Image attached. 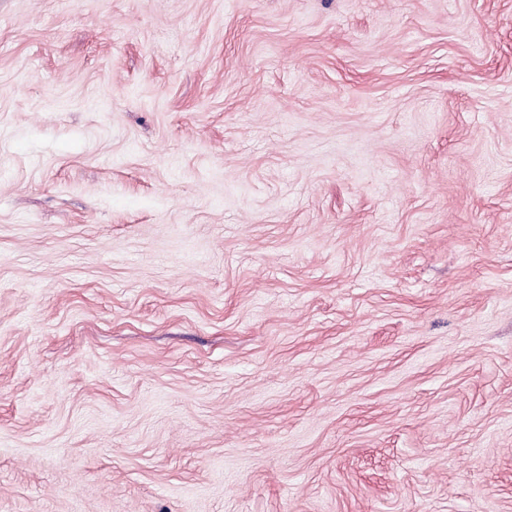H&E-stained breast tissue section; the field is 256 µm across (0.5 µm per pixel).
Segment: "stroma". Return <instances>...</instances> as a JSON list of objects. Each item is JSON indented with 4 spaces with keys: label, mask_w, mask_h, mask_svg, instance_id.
<instances>
[{
    "label": "stroma",
    "mask_w": 512,
    "mask_h": 512,
    "mask_svg": "<svg viewBox=\"0 0 512 512\" xmlns=\"http://www.w3.org/2000/svg\"><path fill=\"white\" fill-rule=\"evenodd\" d=\"M0 512H512V0H0Z\"/></svg>",
    "instance_id": "obj_1"
}]
</instances>
